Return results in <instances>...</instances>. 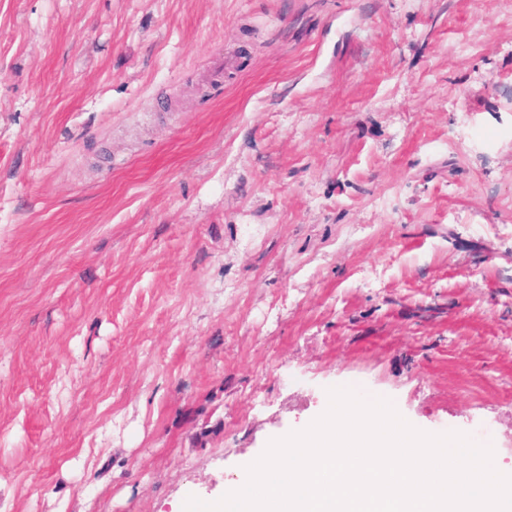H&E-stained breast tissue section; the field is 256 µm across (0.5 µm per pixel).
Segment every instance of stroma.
<instances>
[{"label":"stroma","instance_id":"1","mask_svg":"<svg viewBox=\"0 0 512 512\" xmlns=\"http://www.w3.org/2000/svg\"><path fill=\"white\" fill-rule=\"evenodd\" d=\"M353 378L512 472V0H0V504L218 500Z\"/></svg>","mask_w":512,"mask_h":512}]
</instances>
